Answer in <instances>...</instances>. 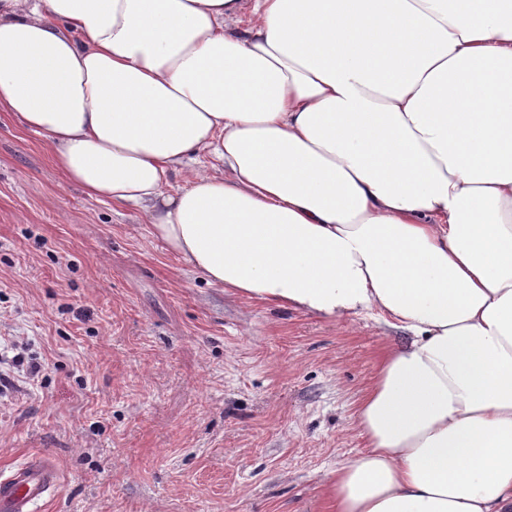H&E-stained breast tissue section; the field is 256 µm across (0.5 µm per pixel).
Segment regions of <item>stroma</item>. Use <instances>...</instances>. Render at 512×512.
<instances>
[{
    "label": "stroma",
    "instance_id": "obj_1",
    "mask_svg": "<svg viewBox=\"0 0 512 512\" xmlns=\"http://www.w3.org/2000/svg\"><path fill=\"white\" fill-rule=\"evenodd\" d=\"M0 336L47 364L0 392V469L58 465L45 512H329L397 332L209 284L0 113Z\"/></svg>",
    "mask_w": 512,
    "mask_h": 512
}]
</instances>
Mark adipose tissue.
Returning <instances> with one entry per match:
<instances>
[{"label":"adipose tissue","mask_w":512,"mask_h":512,"mask_svg":"<svg viewBox=\"0 0 512 512\" xmlns=\"http://www.w3.org/2000/svg\"><path fill=\"white\" fill-rule=\"evenodd\" d=\"M242 7L0 0V112L210 283L408 333L333 512H512V0Z\"/></svg>","instance_id":"obj_1"}]
</instances>
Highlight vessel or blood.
Returning a JSON list of instances; mask_svg holds the SVG:
<instances>
[{
  "label": "vessel or blood",
  "instance_id": "obj_1",
  "mask_svg": "<svg viewBox=\"0 0 512 512\" xmlns=\"http://www.w3.org/2000/svg\"><path fill=\"white\" fill-rule=\"evenodd\" d=\"M59 484V471L47 454L25 457L0 474V512H40Z\"/></svg>",
  "mask_w": 512,
  "mask_h": 512
}]
</instances>
